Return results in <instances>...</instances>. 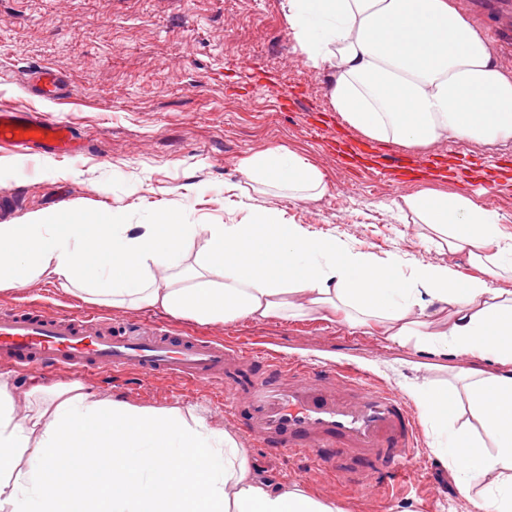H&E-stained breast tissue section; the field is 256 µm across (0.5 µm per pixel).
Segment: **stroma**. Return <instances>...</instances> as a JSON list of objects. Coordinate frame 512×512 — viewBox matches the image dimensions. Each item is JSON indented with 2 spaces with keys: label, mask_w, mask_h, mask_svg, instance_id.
<instances>
[{
  "label": "stroma",
  "mask_w": 512,
  "mask_h": 512,
  "mask_svg": "<svg viewBox=\"0 0 512 512\" xmlns=\"http://www.w3.org/2000/svg\"><path fill=\"white\" fill-rule=\"evenodd\" d=\"M284 0H0V106L36 107L71 122L93 142L77 160L44 158L26 163L0 152V192L19 190L21 223L45 211L57 186H72L70 208L98 214L126 212L131 224L150 223L157 210L179 212L192 224H237L244 204L272 206L291 224L356 243L380 257L436 262L466 276L478 270L467 253L429 241V229L399 207L402 195L421 188L476 191L466 183L423 175L394 189L377 190L372 171L341 165L331 148L351 134L329 102V73L311 68L296 47ZM62 70L77 95L67 103L35 102L22 89L39 64ZM296 100L284 106V91ZM282 145L308 157L324 173L326 192L297 201L257 190L238 168L241 159ZM448 164L467 158L484 163L495 181L492 207L512 233V141L481 145L443 142ZM36 302L52 311L93 312L115 320L149 316L228 341L246 340L283 359L314 365L349 363L380 383L406 391L412 384L439 387L470 368L467 360L422 362L412 346L384 340L366 327L321 319L239 320L204 325L162 310L115 309L39 280L0 289V308ZM92 392L146 405H179L209 412L224 428V392L189 387L135 372L85 379ZM421 428L408 481L347 486L335 475L267 454L249 437L252 464L267 478L284 479L335 500L342 512H475L460 499L447 467L425 448Z\"/></svg>",
  "instance_id": "stroma-1"
}]
</instances>
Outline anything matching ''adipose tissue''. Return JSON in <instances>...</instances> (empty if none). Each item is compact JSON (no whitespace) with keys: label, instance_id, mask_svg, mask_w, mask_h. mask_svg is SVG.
Returning <instances> with one entry per match:
<instances>
[{"label":"adipose tissue","instance_id":"1","mask_svg":"<svg viewBox=\"0 0 512 512\" xmlns=\"http://www.w3.org/2000/svg\"><path fill=\"white\" fill-rule=\"evenodd\" d=\"M309 65L330 71V104L366 137L428 147L512 140V72L452 0H284ZM247 180L305 200L325 190L308 158L282 146L243 158ZM402 207L483 275L445 264L403 269L339 238L289 224L274 208L241 224H191L163 213L133 226L112 210L73 209L0 223V288L57 280L63 291L152 307L202 324L313 317L375 329L438 358H479L440 389L410 388L430 451L479 512H512V233L478 196L423 188ZM205 245L195 258L185 248ZM0 375V512H341L296 483L254 472L223 425L177 405L87 392L73 380L18 406ZM75 458L69 470L61 457Z\"/></svg>","mask_w":512,"mask_h":512}]
</instances>
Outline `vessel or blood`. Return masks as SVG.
<instances>
[{
    "mask_svg": "<svg viewBox=\"0 0 512 512\" xmlns=\"http://www.w3.org/2000/svg\"><path fill=\"white\" fill-rule=\"evenodd\" d=\"M26 92L58 103L75 89L55 67L32 70ZM22 157L74 159L88 146L70 123L39 110L0 109V149ZM0 368L30 369L44 379L134 370L224 388V405L266 451L306 459L350 485L384 476L403 481L419 424L399 392L371 383L348 363L312 368L254 347L174 333L149 320L111 321L91 314L0 309Z\"/></svg>",
    "mask_w": 512,
    "mask_h": 512,
    "instance_id": "vessel-or-blood-1",
    "label": "vessel or blood"
}]
</instances>
